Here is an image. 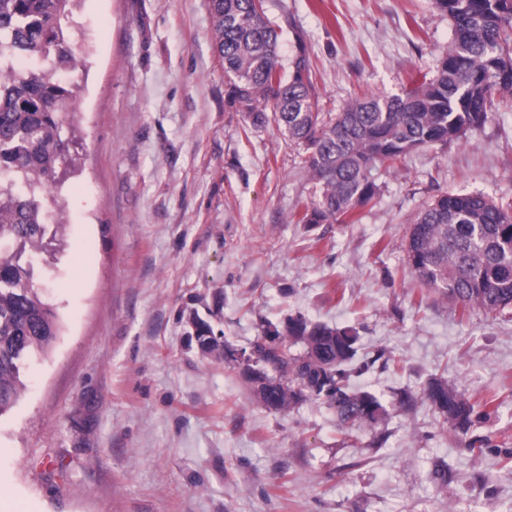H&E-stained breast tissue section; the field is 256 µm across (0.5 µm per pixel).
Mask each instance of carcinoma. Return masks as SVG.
I'll return each instance as SVG.
<instances>
[{
	"instance_id": "1",
	"label": "carcinoma",
	"mask_w": 512,
	"mask_h": 512,
	"mask_svg": "<svg viewBox=\"0 0 512 512\" xmlns=\"http://www.w3.org/2000/svg\"><path fill=\"white\" fill-rule=\"evenodd\" d=\"M81 0H0V416L25 389L21 371L46 352L59 333L58 316L36 287L35 254L60 245L64 224L44 222L47 194L76 171L75 136L61 133V116L79 107V88L48 74L77 68L74 12ZM448 16L453 38L432 78L402 95L355 98L340 112L319 111L312 65L303 53L288 67L278 59L277 32L263 0H208L212 42L226 77L227 101L255 126L268 116L290 141L304 146L305 164L319 185L301 221L350 220L378 191L371 172L391 170L412 151L467 138L480 130L498 93H512V0H433ZM48 62L19 67L21 54ZM406 259L420 283L444 297L487 313L512 309V202L483 192L446 193L410 221ZM280 348L266 351L268 381L288 386L267 410L286 412L320 400L336 412L349 435L373 430L388 411L352 378L375 363L360 362L358 336L301 317L275 331ZM301 343L304 352L292 346ZM423 400L455 431L469 451L487 439L468 436L481 418L463 394L431 379L421 395L400 394V405Z\"/></svg>"
}]
</instances>
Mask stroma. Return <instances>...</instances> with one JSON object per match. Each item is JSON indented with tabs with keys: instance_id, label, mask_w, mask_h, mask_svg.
Masks as SVG:
<instances>
[{
	"instance_id": "stroma-1",
	"label": "stroma",
	"mask_w": 512,
	"mask_h": 512,
	"mask_svg": "<svg viewBox=\"0 0 512 512\" xmlns=\"http://www.w3.org/2000/svg\"><path fill=\"white\" fill-rule=\"evenodd\" d=\"M264 7L281 61L311 59L324 112L403 94L452 40L433 0ZM75 21L82 66L58 76L81 88L65 120L81 166L60 191V248L36 259L60 333L0 416V480L21 512H512V317L423 288L405 252L411 217L443 193L512 199V107L374 169L358 221L302 224L305 152L227 102L208 0H84ZM297 314L395 360L354 380L387 406L382 447L317 402L268 411L192 324L241 349ZM433 377L484 413L482 449L428 404L399 406Z\"/></svg>"
}]
</instances>
